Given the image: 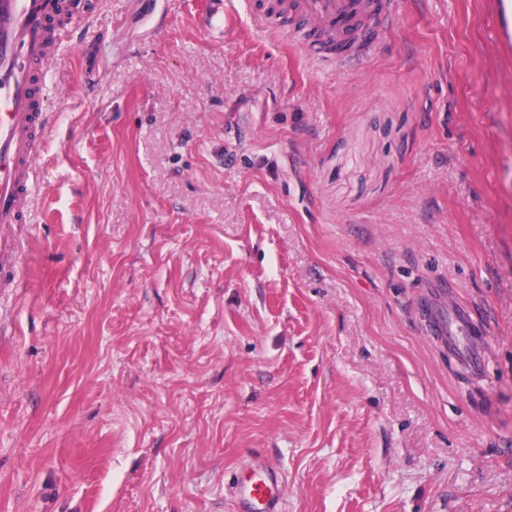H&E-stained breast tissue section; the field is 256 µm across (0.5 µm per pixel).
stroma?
I'll return each instance as SVG.
<instances>
[{
    "mask_svg": "<svg viewBox=\"0 0 512 512\" xmlns=\"http://www.w3.org/2000/svg\"><path fill=\"white\" fill-rule=\"evenodd\" d=\"M0 288V512H512V49L397 0L338 67L261 0H85ZM249 469L250 477L239 488L245 512H277L279 484L274 469L259 463Z\"/></svg>",
    "mask_w": 512,
    "mask_h": 512,
    "instance_id": "1",
    "label": "stroma"
}]
</instances>
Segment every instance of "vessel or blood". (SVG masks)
Wrapping results in <instances>:
<instances>
[{"label": "vessel or blood", "mask_w": 512, "mask_h": 512, "mask_svg": "<svg viewBox=\"0 0 512 512\" xmlns=\"http://www.w3.org/2000/svg\"><path fill=\"white\" fill-rule=\"evenodd\" d=\"M396 0H285L284 10L311 31L289 29L312 55L330 63L347 59L353 42H376ZM57 0H0V269L19 260L7 235L29 221L38 148L48 94L47 72L65 26L54 25ZM239 488L246 512H276L279 484L274 469L255 463Z\"/></svg>", "instance_id": "1"}]
</instances>
